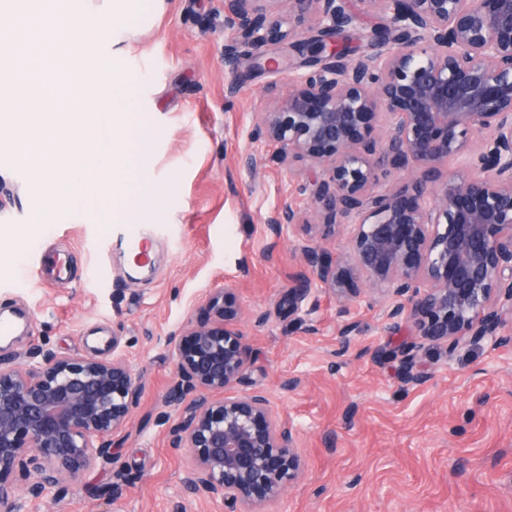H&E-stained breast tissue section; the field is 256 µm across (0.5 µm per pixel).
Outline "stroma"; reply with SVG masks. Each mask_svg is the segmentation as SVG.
Instances as JSON below:
<instances>
[{
    "label": "stroma",
    "mask_w": 512,
    "mask_h": 512,
    "mask_svg": "<svg viewBox=\"0 0 512 512\" xmlns=\"http://www.w3.org/2000/svg\"><path fill=\"white\" fill-rule=\"evenodd\" d=\"M148 15L117 47L85 22L87 41L119 49L137 89L117 129L119 142L148 146L125 175L131 207L109 221L94 203L108 164L83 172L88 204L44 195L15 157L16 129H0V226L20 231L0 240V312L24 310L30 335L59 354L119 353L141 382L111 462L62 478L22 512H224L182 484L191 456L172 446L176 357L167 344L205 319L203 296L219 287L252 354L245 385L267 393L303 463L257 512H512V341L447 352L393 324L379 290L340 298L314 283L297 311H282L306 265L297 234L273 235L268 219L290 206L319 221L301 190L304 162L280 164L260 132L288 76L225 63L221 0H158ZM134 228L152 238L143 268L117 241ZM58 260L68 274L44 281ZM406 346L422 383L403 380Z\"/></svg>",
    "instance_id": "1"
}]
</instances>
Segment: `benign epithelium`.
I'll return each mask as SVG.
<instances>
[{"mask_svg": "<svg viewBox=\"0 0 512 512\" xmlns=\"http://www.w3.org/2000/svg\"><path fill=\"white\" fill-rule=\"evenodd\" d=\"M222 2L226 63L291 73L262 126L280 163L306 162L303 191L324 215L320 233L291 207L269 219L275 235L296 231L310 273L284 295L288 312L313 278L341 298L388 290L389 318L451 352L512 331V0H366L385 22L355 46L343 33L364 22L350 0ZM379 159L405 173L401 186H380ZM339 229L333 254L323 241ZM205 305L212 322L167 339L173 443L192 455L190 493L247 512L298 478L300 457L263 391L213 398L246 379L251 354L224 289ZM139 390L120 354L63 356L33 337L24 355H0V512L112 459Z\"/></svg>", "mask_w": 512, "mask_h": 512, "instance_id": "7a95c632", "label": "benign epithelium"}]
</instances>
